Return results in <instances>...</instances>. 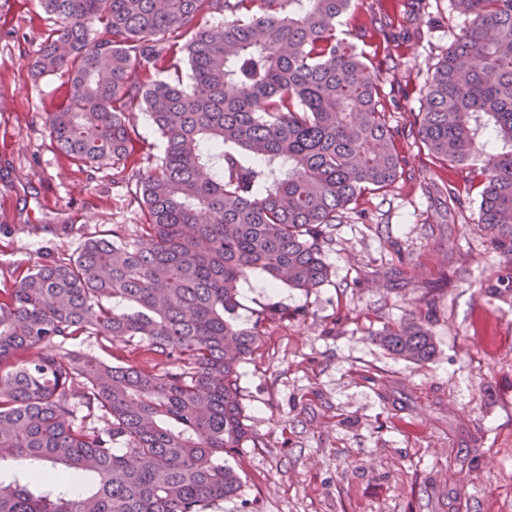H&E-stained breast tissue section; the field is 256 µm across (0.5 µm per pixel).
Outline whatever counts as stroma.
Instances as JSON below:
<instances>
[{"label":"stroma","instance_id":"35a3bbf8","mask_svg":"<svg viewBox=\"0 0 512 512\" xmlns=\"http://www.w3.org/2000/svg\"><path fill=\"white\" fill-rule=\"evenodd\" d=\"M470 22L453 0H421L412 16L404 0H352L337 33L380 70L382 107L404 125ZM52 25L38 0L0 8V289L144 220L134 183L50 141L43 116L67 86L34 78L30 63ZM130 139L129 166L153 169L164 146L145 112ZM398 147L402 177L346 211L324 248L323 286L307 294L257 275L242 289L239 320L262 332L239 377L259 445L232 458L242 488L220 512H512V270L475 224L478 170L443 166L412 136ZM450 184L462 199L454 209ZM426 309L431 361L373 342ZM460 449L462 467L452 461Z\"/></svg>","mask_w":512,"mask_h":512}]
</instances>
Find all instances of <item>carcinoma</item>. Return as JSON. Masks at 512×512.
<instances>
[{
	"mask_svg": "<svg viewBox=\"0 0 512 512\" xmlns=\"http://www.w3.org/2000/svg\"><path fill=\"white\" fill-rule=\"evenodd\" d=\"M454 2L472 21L411 133L440 163L480 171L477 225L512 266V0ZM39 4L54 28L32 71L68 84L45 113L50 140L134 181L145 220L4 290L0 462L22 469L0 478V512H209L239 496L226 458L252 440L238 379L261 332L238 320L242 285L327 282L324 243L350 204L397 181L405 130L379 109L380 71L336 37L351 0ZM206 7L234 18L202 27ZM174 32L186 83L149 78ZM135 108L164 143L147 175L126 166ZM80 336L141 344L159 369L64 350ZM374 340L413 363L436 352L428 312ZM86 475L96 485L72 489Z\"/></svg>",
	"mask_w": 512,
	"mask_h": 512,
	"instance_id": "obj_1",
	"label": "carcinoma"
}]
</instances>
